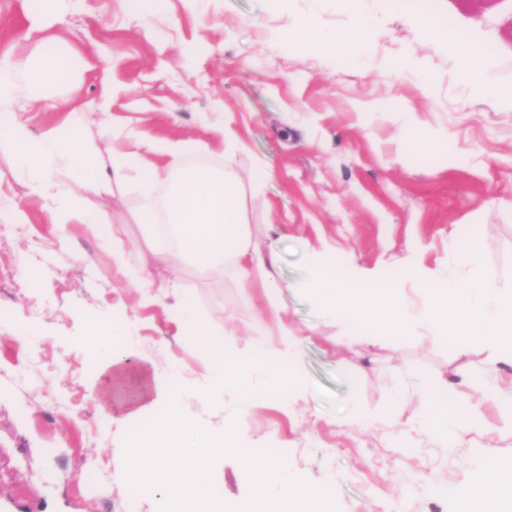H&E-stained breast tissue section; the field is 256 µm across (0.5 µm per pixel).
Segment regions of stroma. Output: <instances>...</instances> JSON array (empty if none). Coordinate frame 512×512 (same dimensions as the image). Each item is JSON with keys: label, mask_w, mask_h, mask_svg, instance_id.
I'll return each instance as SVG.
<instances>
[{"label": "stroma", "mask_w": 512, "mask_h": 512, "mask_svg": "<svg viewBox=\"0 0 512 512\" xmlns=\"http://www.w3.org/2000/svg\"><path fill=\"white\" fill-rule=\"evenodd\" d=\"M384 39V59L417 47L412 15L445 21L451 36L468 34L491 53L493 71L512 87V0H365ZM37 0H0V52L23 65L44 48L66 54L69 76L19 95L12 118L34 140L69 136L68 116L91 121L81 142L102 164L113 152L137 154L142 170L166 164L143 152L152 136L208 142L209 152H186L240 176L264 165L270 178L245 199L251 242L275 247L279 315L302 340L297 367L308 400L282 410L269 403L251 411L247 428L257 447L286 446L279 462L302 477L334 478L325 512H455L438 488L478 478L462 457L488 458L512 468V414L502 402L481 407L484 425L448 450L401 435L420 410L417 376H449L483 362L476 348L461 354L430 337L401 336L332 346L341 328L307 293L312 251L349 268L381 270L397 259L440 270L453 237L476 236L484 263L475 276L512 290V104L460 80L451 56L428 54L437 92L425 96L412 74L353 60L283 49L275 33L298 13L324 28L348 25L332 0H165L143 17L130 0H59L63 21L46 20L41 40L27 38ZM418 112L448 132L460 158L402 151L395 110ZM229 125L243 143L225 152L214 129ZM94 224H62L57 206L33 194L19 172L13 143L0 138V512H124L128 423L103 422L90 395L96 364L83 340L92 322L123 317L133 325V362H178L191 380L208 361L181 336L170 310L171 283L192 292L212 333L232 330L248 354L252 328L265 308L262 289L241 287L231 275L173 271L156 256L143 225L137 180L109 183L85 195ZM24 219H17V211ZM290 225L272 240L270 227ZM126 262L118 268L113 249ZM147 269L159 303L142 306L126 268ZM36 283H29V276ZM31 377L19 382L17 363ZM372 413L363 431L355 415ZM104 478L80 483L90 467ZM212 481L228 501L251 500L234 458L210 463Z\"/></svg>", "instance_id": "obj_1"}]
</instances>
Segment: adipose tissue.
Returning a JSON list of instances; mask_svg holds the SVG:
<instances>
[{
    "instance_id": "adipose-tissue-1",
    "label": "adipose tissue",
    "mask_w": 512,
    "mask_h": 512,
    "mask_svg": "<svg viewBox=\"0 0 512 512\" xmlns=\"http://www.w3.org/2000/svg\"><path fill=\"white\" fill-rule=\"evenodd\" d=\"M347 3L353 17L349 28L330 32L312 17L300 15L281 33L282 47L370 65L380 32L367 17L362 0ZM416 27L421 44L448 49L457 72L476 80L482 94L512 103V91L502 87L484 58L448 44L444 31L430 19L417 21ZM68 68L67 60L53 52L43 53L41 67L33 69L21 68L10 55L0 54V110L15 105L20 81L34 87L56 83L66 78ZM84 120L83 113L70 114L72 134L65 140H33L0 123V138L13 140L18 162L36 195L57 204L64 224H91L95 218L48 167L49 156L63 161L70 178L89 191L109 181H124L139 168V159L132 154L113 155L111 168L98 166L78 136ZM397 123L398 142L405 150H436L452 159L458 155L447 132L426 127L416 113H398ZM141 146L169 158L167 165L142 176L146 205L137 216L138 223L153 233L161 257L172 265L189 264L204 273L228 270L243 287L257 286L273 294L277 289L275 259L273 254L250 247L239 175L229 167L181 163L185 148L181 142L146 137ZM161 185L167 192L158 203L154 195ZM309 269L311 300L345 329L337 348L359 337L414 336L426 331L435 344L461 353L480 345L491 350L490 359L479 368L463 371L459 379L434 377L424 382L416 425L437 447L450 446L455 439L478 431L483 401L512 398V379L493 390L486 385L488 378L498 379L502 371L512 369V294L485 280L433 273L414 264H395L381 272L347 270L319 251L310 254ZM175 308L179 332L206 343L209 368L201 383L190 384L173 365L163 369L148 361L131 365L132 339L126 321L94 325L85 338L87 351L99 363L91 388L104 420L119 418L144 426L129 441V485L157 491L165 512H241L238 504L225 501L223 489L212 483L206 468L207 460L221 451L236 458L254 500L270 505L271 512L323 507L332 496L333 481L310 483L282 465L261 459L243 427L245 416L266 400L276 398L282 406H289L282 391L296 377L299 338L282 325L279 342L265 341L268 323L259 319L256 333L260 340L242 358L233 346L211 333L190 293L181 292ZM190 388L205 400L234 393V401L224 407L222 427L212 428L184 413L182 396ZM470 464L483 471L484 477L467 485L457 512H512V473L498 474L496 462L485 458L471 459Z\"/></svg>"
}]
</instances>
